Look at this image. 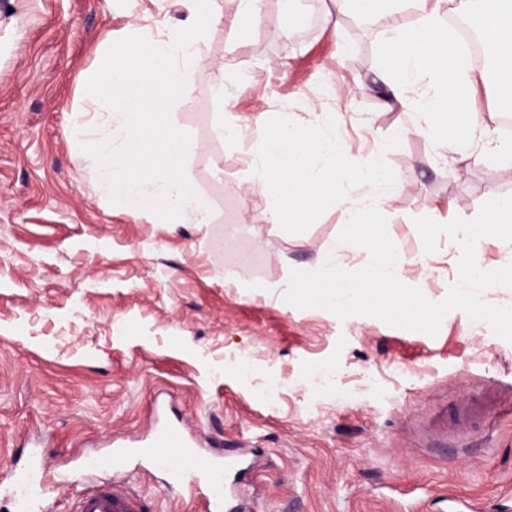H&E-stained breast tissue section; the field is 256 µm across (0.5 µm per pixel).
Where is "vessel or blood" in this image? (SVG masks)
<instances>
[{"label": "vessel or blood", "instance_id": "1", "mask_svg": "<svg viewBox=\"0 0 512 512\" xmlns=\"http://www.w3.org/2000/svg\"><path fill=\"white\" fill-rule=\"evenodd\" d=\"M141 453L156 466L170 469L174 485L188 481L199 488L203 512H238L226 498L224 474L228 469L239 467V459L228 456L224 461L199 466L189 443L174 427L158 429ZM175 454L181 457V465L176 469L171 466V457ZM72 512H142V506L124 489L105 484L78 493Z\"/></svg>", "mask_w": 512, "mask_h": 512}]
</instances>
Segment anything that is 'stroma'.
Returning a JSON list of instances; mask_svg holds the SVG:
<instances>
[{"label": "stroma", "instance_id": "35a3bbf8", "mask_svg": "<svg viewBox=\"0 0 512 512\" xmlns=\"http://www.w3.org/2000/svg\"><path fill=\"white\" fill-rule=\"evenodd\" d=\"M216 2L207 60L171 111L211 213L169 224L110 207L73 115L105 36L126 37L145 11L182 25L183 0H0V512H16L9 468L39 460L68 472L37 512H70L74 489L103 478L89 461L119 448L130 455L114 479L144 512H198L191 492L133 454L171 423L200 463L244 448L247 469L226 479L243 512H448L452 494L512 512V344L459 310L431 337L290 305L291 270L317 269L326 246L347 271L369 253L338 243L345 205L289 234L246 193L269 118L334 117L348 159L381 155L394 170L379 209L405 257L400 279L439 302L459 279L460 247L442 235L425 253L414 218H475L512 195V168L483 140L424 134L384 96L376 72L389 32L373 7L338 18L297 0L287 16L264 0L243 28L235 0ZM473 75L470 106L503 142L494 69ZM222 119L248 138L222 140ZM394 134L400 146L383 150ZM482 395L493 417L437 436L441 416Z\"/></svg>", "mask_w": 512, "mask_h": 512}]
</instances>
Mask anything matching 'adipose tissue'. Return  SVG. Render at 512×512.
Segmentation results:
<instances>
[{
    "label": "adipose tissue",
    "instance_id": "obj_1",
    "mask_svg": "<svg viewBox=\"0 0 512 512\" xmlns=\"http://www.w3.org/2000/svg\"><path fill=\"white\" fill-rule=\"evenodd\" d=\"M418 24L391 38L378 78L404 110L422 117L435 129L441 117H450L456 140L469 139L485 127L468 106L472 76L441 23L446 0H408ZM458 10L469 17L484 41L494 50L498 66L495 86L497 107L512 112V0H457ZM429 80L433 95H414V88Z\"/></svg>",
    "mask_w": 512,
    "mask_h": 512
}]
</instances>
